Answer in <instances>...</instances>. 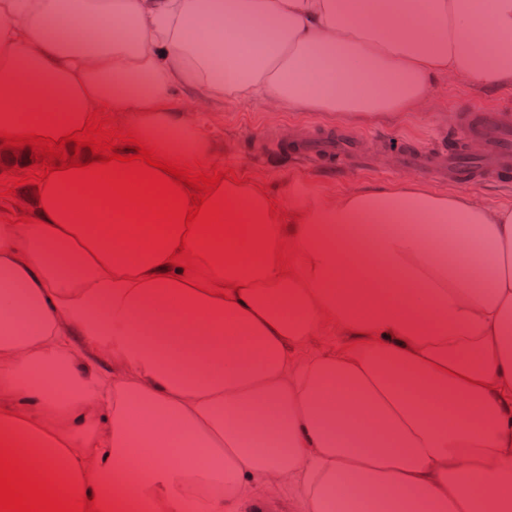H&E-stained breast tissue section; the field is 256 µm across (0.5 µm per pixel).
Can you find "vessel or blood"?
I'll return each instance as SVG.
<instances>
[{"instance_id": "1", "label": "vessel or blood", "mask_w": 512, "mask_h": 512, "mask_svg": "<svg viewBox=\"0 0 512 512\" xmlns=\"http://www.w3.org/2000/svg\"><path fill=\"white\" fill-rule=\"evenodd\" d=\"M456 134L462 141L479 139L482 153L474 157L452 155L439 161L426 151L410 148L402 155L403 165L426 179L463 184L474 176L497 179L504 163L512 160V128L500 124L495 112H482L475 122L462 120Z\"/></svg>"}]
</instances>
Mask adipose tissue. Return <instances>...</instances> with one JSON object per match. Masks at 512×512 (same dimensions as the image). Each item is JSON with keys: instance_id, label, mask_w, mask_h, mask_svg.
Instances as JSON below:
<instances>
[{"instance_id": "1", "label": "adipose tissue", "mask_w": 512, "mask_h": 512, "mask_svg": "<svg viewBox=\"0 0 512 512\" xmlns=\"http://www.w3.org/2000/svg\"><path fill=\"white\" fill-rule=\"evenodd\" d=\"M446 79L512 85V0H0L11 133L28 107L104 105L207 163L196 100L370 119ZM222 188L247 240L189 238L192 282L166 263L179 234L55 176L34 223L0 220V443L98 512H512V207L412 178Z\"/></svg>"}]
</instances>
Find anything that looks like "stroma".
<instances>
[{"label": "stroma", "instance_id": "1", "mask_svg": "<svg viewBox=\"0 0 512 512\" xmlns=\"http://www.w3.org/2000/svg\"><path fill=\"white\" fill-rule=\"evenodd\" d=\"M483 105L498 110L512 125V87L486 90L474 84L442 82L420 112H398L369 121H352L333 112L280 110L261 98L230 100L220 106L206 105L194 113L199 130L216 147L222 168L235 169L245 178L265 180L277 193L295 187L342 193L356 185H378L400 180V154L406 136H414L424 148L447 152L457 148L453 127L459 110ZM349 131L367 134L354 156L326 157L307 167L296 158L298 141L319 133ZM475 194L490 207L512 206V172L495 182L473 179L451 191Z\"/></svg>", "mask_w": 512, "mask_h": 512}]
</instances>
